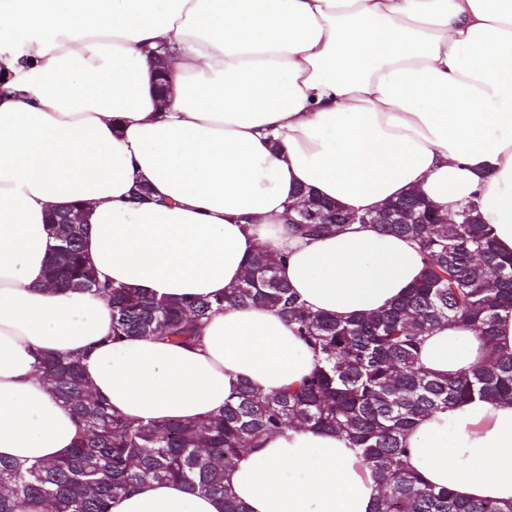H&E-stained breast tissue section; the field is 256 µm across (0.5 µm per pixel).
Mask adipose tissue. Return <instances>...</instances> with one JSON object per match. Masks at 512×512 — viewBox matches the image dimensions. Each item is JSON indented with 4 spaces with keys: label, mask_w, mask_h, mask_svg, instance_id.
Returning <instances> with one entry per match:
<instances>
[{
    "label": "adipose tissue",
    "mask_w": 512,
    "mask_h": 512,
    "mask_svg": "<svg viewBox=\"0 0 512 512\" xmlns=\"http://www.w3.org/2000/svg\"><path fill=\"white\" fill-rule=\"evenodd\" d=\"M166 46L158 98L150 49ZM349 214L415 189L442 213L473 205L512 252V0H0V457L57 459L71 411L45 389L44 354H76L91 392L137 423L196 420L248 383L294 387L318 359L260 307L214 313L189 349L106 340L108 302L45 290L46 218L81 205L98 278L164 300L213 298L248 259L316 313L378 312L423 257L372 224L302 238L298 188ZM470 324L419 356L456 376L481 364ZM408 468L467 500L512 504V403L419 418ZM246 512H373L376 482L348 440L302 427L225 473ZM179 482L149 481L110 512H223Z\"/></svg>",
    "instance_id": "adipose-tissue-1"
}]
</instances>
